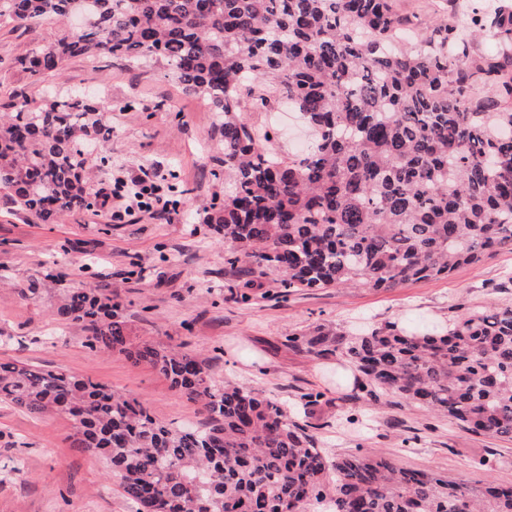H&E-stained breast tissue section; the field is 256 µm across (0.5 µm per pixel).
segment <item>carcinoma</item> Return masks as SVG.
<instances>
[{
	"mask_svg": "<svg viewBox=\"0 0 512 512\" xmlns=\"http://www.w3.org/2000/svg\"><path fill=\"white\" fill-rule=\"evenodd\" d=\"M474 31L437 20L415 47L392 0H0L18 23L86 15L19 63L41 81L75 57L161 61L218 118L231 184L206 222L233 243L247 275L299 288L391 290L442 278L512 250V0L474 8ZM479 40L494 51L474 57ZM283 102L307 117L315 146L284 159L244 116ZM0 190L43 224L93 207L89 173L108 161L109 104L69 91L3 104ZM59 315L85 346L147 363L202 402V429L157 420L146 404L65 371L0 363V402L63 414L72 445L101 455L136 512H512V485L451 481L374 452L330 461L279 402L219 384L192 351L128 346L99 288L66 293ZM288 347L340 355L364 398L392 392L462 429L512 440V306L459 314L448 332L390 325L345 336L315 327Z\"/></svg>",
	"mask_w": 512,
	"mask_h": 512,
	"instance_id": "obj_1",
	"label": "carcinoma"
}]
</instances>
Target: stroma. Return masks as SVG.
<instances>
[{
    "mask_svg": "<svg viewBox=\"0 0 512 512\" xmlns=\"http://www.w3.org/2000/svg\"><path fill=\"white\" fill-rule=\"evenodd\" d=\"M61 29L52 18L22 26L0 19V103L12 93L39 105L50 87L96 93L112 106L110 163L96 187L148 171L163 186L179 182L183 193L178 213L165 217L130 210L125 196L43 224L0 190V362L88 376L146 400L161 421L204 424L199 401L172 389L148 365L90 352L81 324L58 315L61 294L101 286L133 343L198 353L219 383L281 402L329 457L364 446L399 466L455 481L512 482V441L469 433L395 395L364 402L363 377L352 364L283 344L286 336L315 326L356 333L391 324L423 333L471 308L512 305V251L390 291L301 288L283 301L274 273L246 288L243 267L224 262L228 243L204 222L212 204L224 199V151L207 102L184 94L155 62L77 57L39 83L16 61L54 42ZM246 117L268 132L282 156L297 155L314 140L286 106ZM117 211L125 212L123 221L114 220ZM245 292L250 302H242ZM311 391L323 394L313 408L305 405ZM70 434L64 416L0 404V512H135L120 478L102 457L73 447Z\"/></svg>",
    "mask_w": 512,
    "mask_h": 512,
    "instance_id": "35a3bbf8",
    "label": "stroma"
}]
</instances>
